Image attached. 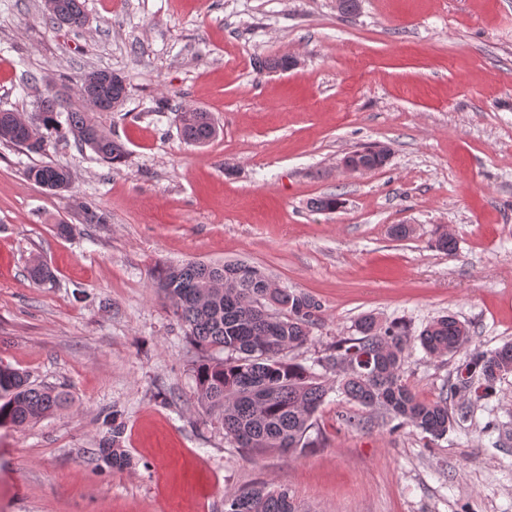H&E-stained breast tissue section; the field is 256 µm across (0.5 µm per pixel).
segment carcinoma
<instances>
[{
	"label": "carcinoma",
	"instance_id": "cac0c4a2",
	"mask_svg": "<svg viewBox=\"0 0 512 512\" xmlns=\"http://www.w3.org/2000/svg\"><path fill=\"white\" fill-rule=\"evenodd\" d=\"M66 13L46 11L52 23L82 27L87 16L81 0H62ZM103 70L85 73L75 95L49 89L39 105L42 126L72 134L82 147L100 160L117 163L126 156L125 146L107 135L99 112H113L128 96L125 79L112 73L104 82ZM18 112L0 111V141L29 154L45 151L46 138L27 131ZM183 139L203 146L217 129L210 113H178ZM28 179L50 191L62 192L71 183L70 173L50 164L27 167ZM155 288L169 302L186 334L199 347L226 353L207 357L194 369L199 403L224 426V435L236 447L258 454L276 450L301 452L311 446L308 431L313 417L332 390L348 401L377 410L397 429L412 425L432 440L443 438L468 405L453 403L456 395L476 400L489 396L500 378L512 372V343L495 350H469L457 369L448 395L437 401L420 399L402 380L401 368L411 340L434 358L468 350V328L457 318L440 317L411 337L401 322L383 323L372 315L355 324L356 334L336 342L334 352L319 362L324 373L288 358V353L311 341L321 320L322 305L313 296L285 288L261 269L238 262L212 265L189 261L164 269ZM336 373L329 382L326 373ZM65 395L33 383L10 367H0V423L25 427L52 412ZM121 425L112 415V437L102 441L94 454L113 468L130 465L121 445ZM224 512H298L288 490L256 486L224 498Z\"/></svg>",
	"mask_w": 512,
	"mask_h": 512
}]
</instances>
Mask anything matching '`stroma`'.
<instances>
[{"label":"stroma","instance_id":"stroma-1","mask_svg":"<svg viewBox=\"0 0 512 512\" xmlns=\"http://www.w3.org/2000/svg\"><path fill=\"white\" fill-rule=\"evenodd\" d=\"M83 2L75 31L48 24L44 0H0V110L36 121L48 87L93 69L129 88L99 116L123 163L68 134L41 155L0 141V366L70 398L0 425V512H224L259 481L303 512H512V373L435 442L332 392L311 448L250 455L198 404L203 353L153 286L166 266L232 261L312 295L321 320L291 353L311 368L366 314L414 335L452 315L473 346L512 342V0H360L350 16L336 0ZM285 53L299 66L259 69ZM181 106L217 136L187 144ZM364 145L386 164L345 171ZM41 162L70 170L67 191L26 178ZM329 194L342 206L315 210ZM90 202L105 223H87ZM445 229L451 255L434 246ZM36 258L51 280L31 279ZM462 359L416 345L401 376L432 401ZM112 414L123 470L92 453Z\"/></svg>","mask_w":512,"mask_h":512}]
</instances>
